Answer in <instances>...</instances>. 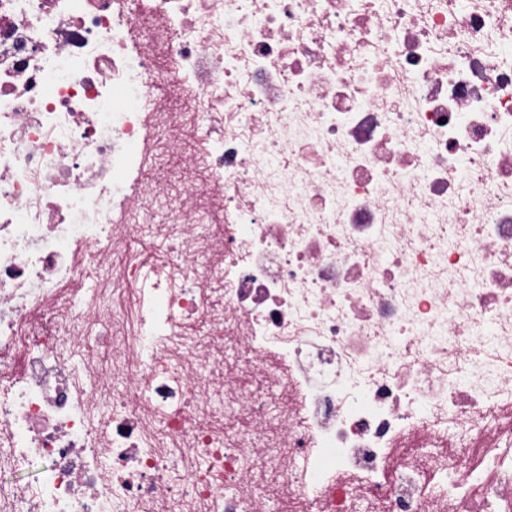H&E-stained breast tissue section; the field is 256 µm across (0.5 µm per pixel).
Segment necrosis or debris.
Wrapping results in <instances>:
<instances>
[{
    "label": "necrosis or debris",
    "instance_id": "necrosis-or-debris-1",
    "mask_svg": "<svg viewBox=\"0 0 512 512\" xmlns=\"http://www.w3.org/2000/svg\"><path fill=\"white\" fill-rule=\"evenodd\" d=\"M5 470L512 512V0H0Z\"/></svg>",
    "mask_w": 512,
    "mask_h": 512
}]
</instances>
